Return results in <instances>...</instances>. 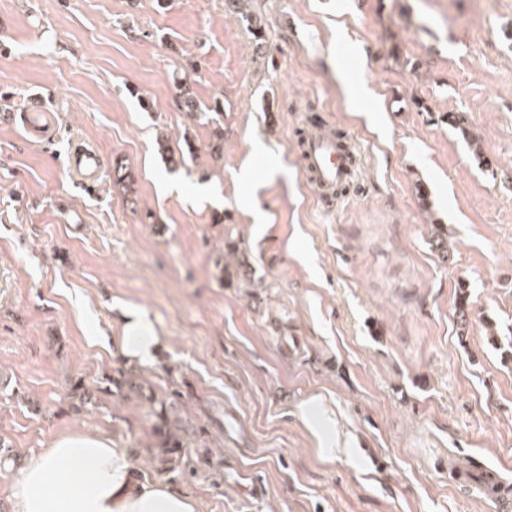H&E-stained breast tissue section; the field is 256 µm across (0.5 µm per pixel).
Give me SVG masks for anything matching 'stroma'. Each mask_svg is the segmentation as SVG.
<instances>
[{
    "label": "stroma",
    "instance_id": "35a3bbf8",
    "mask_svg": "<svg viewBox=\"0 0 512 512\" xmlns=\"http://www.w3.org/2000/svg\"><path fill=\"white\" fill-rule=\"evenodd\" d=\"M250 5L261 50L224 0H0V440L13 467L83 431L201 512H496L448 472L470 462L512 483L499 352L512 339V0ZM349 80L373 93L363 110ZM178 82L201 107L223 101L219 124L186 118ZM311 114L364 157L359 192L328 210L301 173ZM188 140L193 157L172 168ZM476 146L492 167L472 161ZM82 148L103 161L89 184L72 169ZM118 163L133 192L112 181ZM435 224L450 263L431 248ZM229 241L252 287L222 273ZM124 306L154 318V362L129 366L116 348ZM130 369L157 397L180 393L190 436L175 471L156 458L150 405L103 388ZM77 379L96 408L72 412ZM312 398L353 435L352 458L321 455L300 417Z\"/></svg>",
    "mask_w": 512,
    "mask_h": 512
}]
</instances>
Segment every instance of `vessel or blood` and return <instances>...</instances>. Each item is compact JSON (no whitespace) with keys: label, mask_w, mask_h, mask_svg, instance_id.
<instances>
[{"label":"vessel or blood","mask_w":512,"mask_h":512,"mask_svg":"<svg viewBox=\"0 0 512 512\" xmlns=\"http://www.w3.org/2000/svg\"><path fill=\"white\" fill-rule=\"evenodd\" d=\"M309 122L320 132L301 137V167L317 199L330 208L355 188L363 157L355 141L324 130L322 118L313 116Z\"/></svg>","instance_id":"1"}]
</instances>
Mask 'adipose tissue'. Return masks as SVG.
Instances as JSON below:
<instances>
[{"instance_id":"ef3b65f1","label":"adipose tissue","mask_w":512,"mask_h":512,"mask_svg":"<svg viewBox=\"0 0 512 512\" xmlns=\"http://www.w3.org/2000/svg\"><path fill=\"white\" fill-rule=\"evenodd\" d=\"M119 346L132 364L154 361L163 347L148 310L132 307L123 314ZM328 458L351 457L353 438L336 427L327 410L308 404L302 412ZM76 481L62 478L61 467ZM194 497L158 480L139 475L138 461L103 434L72 431L55 437L50 447L28 458L12 487V512H199Z\"/></svg>"}]
</instances>
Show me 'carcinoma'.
<instances>
[{"instance_id":"1","label":"carcinoma","mask_w":512,"mask_h":512,"mask_svg":"<svg viewBox=\"0 0 512 512\" xmlns=\"http://www.w3.org/2000/svg\"><path fill=\"white\" fill-rule=\"evenodd\" d=\"M226 2L240 6L239 12L242 14V19L247 22L248 29L254 35L256 41L259 42V46H264V43H262V20L256 14L241 8V5L247 0H226ZM178 105L180 110L191 117L196 116V112L199 111V106L194 97L190 95L189 89L182 85L179 86ZM431 243L432 249L440 256L442 261H448L450 258L448 226L432 225ZM106 382L109 386L116 388L121 395L125 397L133 395L151 405L155 418L153 434L158 441L157 448H159L161 462L170 465V469H175L184 457L183 448L187 445L188 436L185 422L175 413V396L179 395V392L175 391L167 399L159 400L152 394H146L145 387L130 372H123L118 378L110 377L106 379ZM72 391H74V398L78 400V403L74 404L76 409L87 410L96 406V396L89 392L82 381H74Z\"/></svg>"}]
</instances>
